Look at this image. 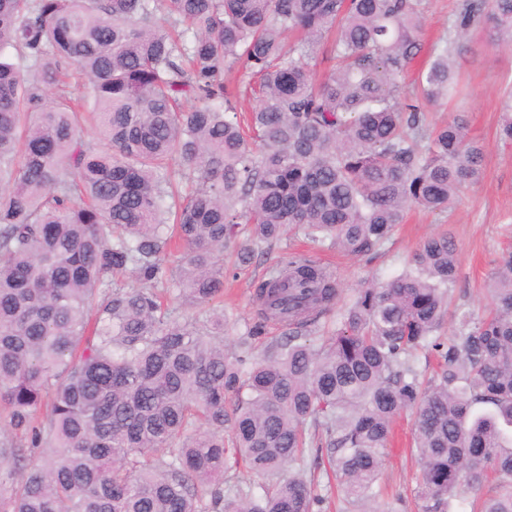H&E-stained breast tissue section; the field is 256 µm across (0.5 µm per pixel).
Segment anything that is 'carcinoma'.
I'll return each instance as SVG.
<instances>
[{
    "mask_svg": "<svg viewBox=\"0 0 512 512\" xmlns=\"http://www.w3.org/2000/svg\"><path fill=\"white\" fill-rule=\"evenodd\" d=\"M480 25L511 45L512 0H468L407 87L420 0H0V512H322L311 448L375 512L407 411L422 512L487 481L478 512H512V252L480 317L452 306L446 233L341 309L325 266L282 252L234 353L224 311L172 308L223 300L226 247L248 265L292 233L369 257L476 184L466 119L430 110ZM271 321L289 336L255 357ZM241 472L260 491L224 485Z\"/></svg>",
    "mask_w": 512,
    "mask_h": 512,
    "instance_id": "obj_1",
    "label": "carcinoma"
}]
</instances>
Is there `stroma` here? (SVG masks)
Returning <instances> with one entry per match:
<instances>
[{
	"mask_svg": "<svg viewBox=\"0 0 512 512\" xmlns=\"http://www.w3.org/2000/svg\"><path fill=\"white\" fill-rule=\"evenodd\" d=\"M462 2L422 0L426 43L447 37ZM456 69L461 76L460 93L448 109L435 111L434 117L440 121L451 113L465 115L471 136L484 147L481 182L466 190L448 212L410 211L404 223L394 226L385 251L370 260L323 250L288 236L247 266L237 265L232 251H224V314L232 323L224 334L227 349L236 350L239 337L256 319L254 281L289 249L307 251L334 270L348 299L365 280L385 281L400 273L427 236L445 232L454 239L459 257L454 304L477 314L489 305L486 280L498 255L512 246V144L501 142L496 135L502 93L512 82V45H487L485 32L473 29L456 59ZM413 443L412 417L406 414L395 425L394 441L375 484L380 512H419L417 463L409 451Z\"/></svg>",
	"mask_w": 512,
	"mask_h": 512,
	"instance_id": "35a3bbf8",
	"label": "stroma"
}]
</instances>
